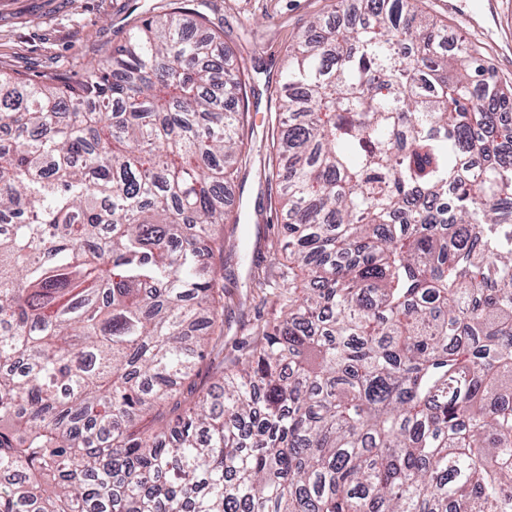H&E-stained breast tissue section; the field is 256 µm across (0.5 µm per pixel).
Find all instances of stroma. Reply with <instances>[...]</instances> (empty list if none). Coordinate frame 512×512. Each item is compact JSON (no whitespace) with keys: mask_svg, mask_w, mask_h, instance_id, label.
<instances>
[{"mask_svg":"<svg viewBox=\"0 0 512 512\" xmlns=\"http://www.w3.org/2000/svg\"><path fill=\"white\" fill-rule=\"evenodd\" d=\"M168 0H0V72L33 78L49 71L81 74L87 61L123 45L135 24L162 11ZM443 0H416L417 8L444 28L447 48L464 37L480 43L497 76L512 82V0H497L495 13L474 21L451 13ZM337 0H190L220 32L229 49V68L248 82L252 152L239 182L225 191V201L239 222L225 225L224 290L244 295L243 305L224 309V359L236 353L252 324L272 320L279 308L260 294H246L253 264L280 267L288 235L275 203L276 186L266 179L268 132L274 92L288 59V49L314 17L335 22Z\"/></svg>","mask_w":512,"mask_h":512,"instance_id":"obj_1","label":"stroma"}]
</instances>
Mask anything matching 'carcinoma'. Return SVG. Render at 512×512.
Masks as SVG:
<instances>
[{
	"mask_svg": "<svg viewBox=\"0 0 512 512\" xmlns=\"http://www.w3.org/2000/svg\"><path fill=\"white\" fill-rule=\"evenodd\" d=\"M412 0L288 52L274 322L224 353L247 83L169 0L0 74V512H512V85Z\"/></svg>",
	"mask_w": 512,
	"mask_h": 512,
	"instance_id": "cac0c4a2",
	"label": "carcinoma"
}]
</instances>
